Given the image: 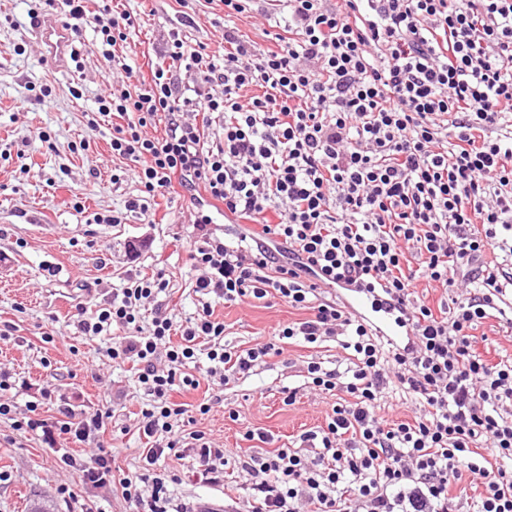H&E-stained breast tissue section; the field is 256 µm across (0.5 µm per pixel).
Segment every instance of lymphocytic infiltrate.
I'll list each match as a JSON object with an SVG mask.
<instances>
[{"label":"lymphocytic infiltrate","instance_id":"lymphocytic-infiltrate-1","mask_svg":"<svg viewBox=\"0 0 512 512\" xmlns=\"http://www.w3.org/2000/svg\"><path fill=\"white\" fill-rule=\"evenodd\" d=\"M88 2L43 0L45 12L90 27L122 70L85 119L92 131L112 124L113 184H138L122 209L92 221L123 224L172 185L189 192L199 305L174 324L162 269L126 274L103 299L88 291L73 325L84 336L117 332L105 353L137 368L145 446L131 475L102 447L63 452V466L92 488H120L129 512H196L174 497L182 475L162 465L187 457L196 481L244 480L249 512H459L450 488L462 482L478 489L477 512H512V364L486 359L472 333L490 312L512 313V0H279L275 48L255 49L228 26L217 57L203 44L185 51L174 33L147 77L115 54L135 26L131 14L112 0L93 10ZM159 125L163 134L150 135ZM218 204L244 226L235 241L208 230ZM422 278L451 293L446 311L417 296ZM328 285L399 306L408 344L393 346L323 296ZM245 298L307 316L237 350L214 304ZM277 340L336 343L341 367L312 358L306 373L337 401L300 447L228 462L197 427L210 400L190 410L171 395L198 388V354L224 386ZM390 393L411 398V418L381 416ZM41 397L53 416L29 403L13 416L15 430L50 444L99 439L106 412Z\"/></svg>","mask_w":512,"mask_h":512}]
</instances>
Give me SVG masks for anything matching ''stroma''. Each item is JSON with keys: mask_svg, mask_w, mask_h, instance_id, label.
<instances>
[{"mask_svg": "<svg viewBox=\"0 0 512 512\" xmlns=\"http://www.w3.org/2000/svg\"><path fill=\"white\" fill-rule=\"evenodd\" d=\"M122 7L137 19L123 55L142 72H149L173 31L180 32L188 46L202 42L213 54L224 52V12L212 0H191L196 20L192 26L179 0H122ZM29 8V0H0V11L12 18L0 24V45L19 43L25 48L20 55L0 52V151L12 152L9 159L0 158V329H12L9 340H0V367L24 383L8 394L17 407H24L39 389L49 388L75 394L87 411L109 412L99 442L111 449L116 466L133 472L139 466L142 402L133 371L112 364L103 337L75 335L73 321L88 285L111 291L115 278L128 270H166L173 289L163 304L175 321L189 317L198 305L189 288L197 276L190 260L198 236L190 221L193 206L184 191L161 200L155 223H146L140 215L117 227L92 223L93 213L122 208L136 189L131 182L113 185L110 170L102 166L110 156V125L91 131L83 119L95 109L97 98L108 93L113 65L89 30L76 44L79 66L60 71L46 63L32 36ZM42 85L52 93L38 102L32 89ZM76 89L81 92L77 98L72 95ZM81 138L89 139L90 148L76 155L48 147L52 141ZM94 168L100 169V178L90 177ZM77 197L84 212L73 208ZM132 245L139 256L129 263L125 254ZM214 310L224 322L226 344L239 348L269 342L271 326L301 317L300 311L276 300L220 302ZM47 327L53 330L50 343L42 339ZM475 334L480 353L495 361L512 359V328L500 326L491 316ZM340 355L333 346L310 350L286 344L259 363L251 376L223 388L212 386L208 363L202 359L194 370L198 388L173 393L172 398L191 406L214 396L213 408L199 428L223 443L228 457L261 447L295 448L300 434L324 425L335 402L309 388L303 366L316 357L331 369ZM292 389L297 399L289 405L285 398ZM231 409L237 419L228 418ZM250 430L263 432L267 442L246 440ZM65 446L85 455L92 452L90 445H69L62 439L49 447L0 418V471L11 475L10 481L0 483V512H69V504L52 492L61 483L79 498L89 496L80 473L60 466L55 450ZM176 495L195 502L209 499L230 512L247 508L246 491L233 483L212 487L191 481L178 486Z\"/></svg>", "mask_w": 512, "mask_h": 512, "instance_id": "1", "label": "stroma"}]
</instances>
